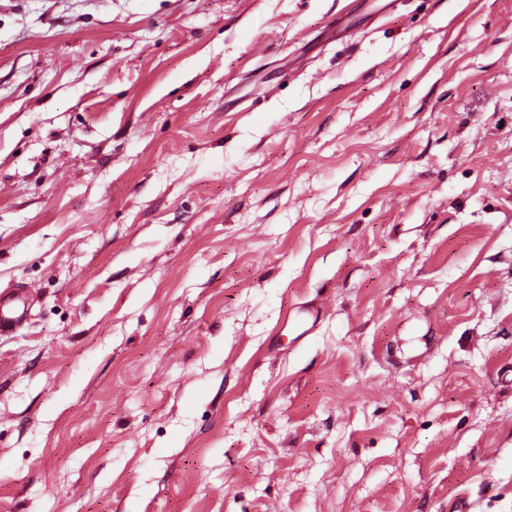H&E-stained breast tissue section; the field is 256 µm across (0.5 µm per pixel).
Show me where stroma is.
<instances>
[{
    "instance_id": "35a3bbf8",
    "label": "stroma",
    "mask_w": 512,
    "mask_h": 512,
    "mask_svg": "<svg viewBox=\"0 0 512 512\" xmlns=\"http://www.w3.org/2000/svg\"><path fill=\"white\" fill-rule=\"evenodd\" d=\"M0 512H512V0H0ZM34 294L28 290L0 291V334L12 331L26 317Z\"/></svg>"
}]
</instances>
